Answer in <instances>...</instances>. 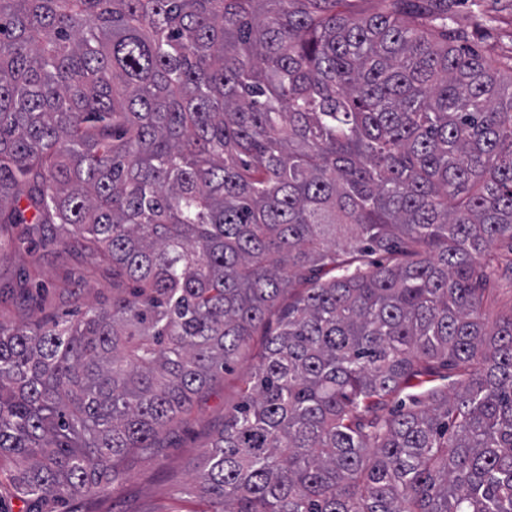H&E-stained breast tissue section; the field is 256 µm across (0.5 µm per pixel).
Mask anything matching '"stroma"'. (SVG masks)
<instances>
[{"mask_svg": "<svg viewBox=\"0 0 512 512\" xmlns=\"http://www.w3.org/2000/svg\"><path fill=\"white\" fill-rule=\"evenodd\" d=\"M449 27L486 61L512 57V0H455ZM87 257L72 247L34 246L0 249V283L16 282L26 273L40 275L44 291L30 298L0 293V321L30 324L46 316L106 305L112 301V275L86 274ZM250 357H243L195 405L186 422L164 433L158 449L129 455L115 489L63 502L38 503L39 512H203L183 490L192 486L195 465L224 421V411L240 399Z\"/></svg>", "mask_w": 512, "mask_h": 512, "instance_id": "1", "label": "stroma"}]
</instances>
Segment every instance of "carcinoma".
Listing matches in <instances>:
<instances>
[{
    "label": "carcinoma",
    "instance_id": "carcinoma-1",
    "mask_svg": "<svg viewBox=\"0 0 512 512\" xmlns=\"http://www.w3.org/2000/svg\"><path fill=\"white\" fill-rule=\"evenodd\" d=\"M345 2L0 0V246L114 288L0 322L23 499L116 484L258 336L208 512H512V62Z\"/></svg>",
    "mask_w": 512,
    "mask_h": 512
}]
</instances>
